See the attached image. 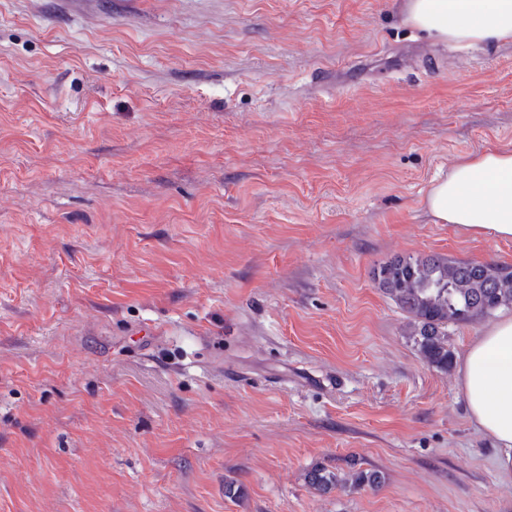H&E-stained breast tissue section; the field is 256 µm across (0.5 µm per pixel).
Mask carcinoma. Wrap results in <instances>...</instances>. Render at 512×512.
Masks as SVG:
<instances>
[{
	"mask_svg": "<svg viewBox=\"0 0 512 512\" xmlns=\"http://www.w3.org/2000/svg\"><path fill=\"white\" fill-rule=\"evenodd\" d=\"M372 277L408 319L406 336L429 366L448 370L453 351L448 325H463L512 307V266L476 262L444 254L397 255L373 269ZM307 485L326 494L340 488H377L385 482L377 470L354 468L347 477L316 464Z\"/></svg>",
	"mask_w": 512,
	"mask_h": 512,
	"instance_id": "obj_1",
	"label": "carcinoma"
}]
</instances>
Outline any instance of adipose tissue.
<instances>
[{
    "instance_id": "obj_1",
    "label": "adipose tissue",
    "mask_w": 512,
    "mask_h": 512,
    "mask_svg": "<svg viewBox=\"0 0 512 512\" xmlns=\"http://www.w3.org/2000/svg\"><path fill=\"white\" fill-rule=\"evenodd\" d=\"M402 9L410 25L442 41L512 42V0H402ZM424 205L434 223L512 239V150L461 158ZM457 372L470 418L496 443L500 469L512 472V316L482 329Z\"/></svg>"
}]
</instances>
